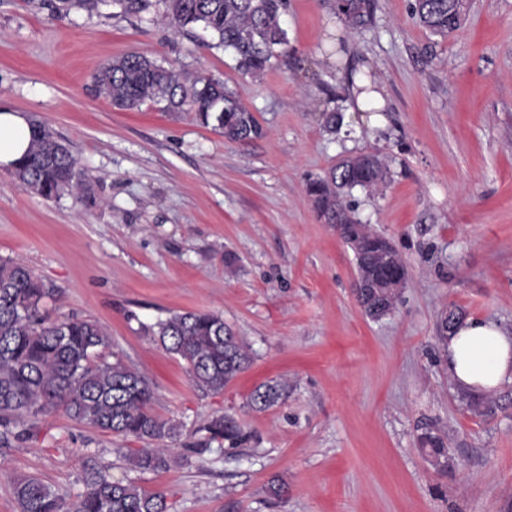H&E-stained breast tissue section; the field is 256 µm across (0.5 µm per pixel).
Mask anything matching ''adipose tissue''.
I'll return each mask as SVG.
<instances>
[{"label": "adipose tissue", "mask_w": 512, "mask_h": 512, "mask_svg": "<svg viewBox=\"0 0 512 512\" xmlns=\"http://www.w3.org/2000/svg\"><path fill=\"white\" fill-rule=\"evenodd\" d=\"M27 117L0 108V167H12L27 151ZM448 373L459 390L493 391L512 384V331L485 319L460 323L445 344Z\"/></svg>", "instance_id": "ef3b65f1"}]
</instances>
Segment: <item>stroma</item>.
<instances>
[{
  "label": "stroma",
  "instance_id": "1",
  "mask_svg": "<svg viewBox=\"0 0 512 512\" xmlns=\"http://www.w3.org/2000/svg\"><path fill=\"white\" fill-rule=\"evenodd\" d=\"M57 3L0 0V106L62 139L89 190L47 200L1 167L0 257L60 288L51 318L98 320L115 357L149 379L153 411L178 424L177 464L138 484L171 512H512V384L457 390L437 333L453 307L512 328V0H466L445 38L416 23L413 0H374L356 33L333 0H288V53L258 81L201 31L108 0L66 13ZM130 52L227 81L264 136L238 145L189 115L115 109L94 76ZM358 78L383 109L350 111ZM333 109L344 120L330 134L320 115ZM365 152L390 178L350 201L408 269L379 320L356 302L353 251L306 193ZM176 311L220 313L249 347L222 393L197 391L147 335ZM283 379L285 402L251 408L257 386ZM222 413L248 436L237 449L206 441ZM37 425L0 454V512H19L13 483L28 474L74 499L86 451L113 477L132 475V440L60 411ZM429 433L446 466L423 450ZM274 480L285 497L268 494Z\"/></svg>",
  "mask_w": 512,
  "mask_h": 512
}]
</instances>
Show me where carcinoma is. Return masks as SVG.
Here are the masks:
<instances>
[{"label": "carcinoma", "instance_id": "obj_1", "mask_svg": "<svg viewBox=\"0 0 512 512\" xmlns=\"http://www.w3.org/2000/svg\"><path fill=\"white\" fill-rule=\"evenodd\" d=\"M125 14L151 13L163 6L162 17L175 29L209 33L213 48L234 56L237 69L261 79L274 58L288 51L282 17L287 0H113ZM337 17L351 30L367 27L374 0H334ZM414 18L435 35L457 32L465 18L463 0H415ZM98 94L112 105L138 110L150 103L179 118L192 112L197 121L220 131L230 143L246 144L263 136V127L243 106L227 83L212 76L166 68L137 54H126L104 66L94 78ZM30 147L10 171L18 185L46 199L82 186L76 160L44 123H31ZM388 169L373 154L343 159L308 184L307 193L319 217L344 228V243L354 252L365 277L378 271L377 246L382 237L361 235V220L344 203L359 187L375 190L386 183ZM376 288L357 289L356 300L383 310L394 300L376 295ZM59 289L36 276L23 262L0 259V452L31 433L36 419L63 411L71 420L101 433L130 438L143 447L126 456L130 468L163 472L173 460L163 442L178 434L176 423L151 409L153 391L146 377L117 359L108 360L109 334L98 321L70 316L50 320L41 309ZM153 339L187 365L190 381L203 394H218L251 361L247 348L224 317L214 312H173L148 328ZM288 398V384L272 380L254 389L250 405L257 411ZM208 441L243 440L237 422L217 415L206 426ZM111 466L97 454L86 457L83 490L72 501L61 498L36 475L15 480L20 512H169L164 493L147 491L135 481L115 479Z\"/></svg>", "mask_w": 512, "mask_h": 512}]
</instances>
